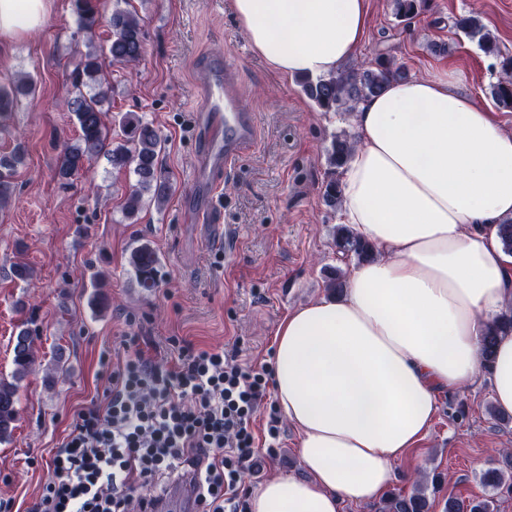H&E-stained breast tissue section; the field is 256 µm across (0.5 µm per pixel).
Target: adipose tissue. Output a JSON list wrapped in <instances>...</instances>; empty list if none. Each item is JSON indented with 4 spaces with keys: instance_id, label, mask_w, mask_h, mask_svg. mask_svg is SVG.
<instances>
[{
    "instance_id": "adipose-tissue-1",
    "label": "adipose tissue",
    "mask_w": 512,
    "mask_h": 512,
    "mask_svg": "<svg viewBox=\"0 0 512 512\" xmlns=\"http://www.w3.org/2000/svg\"><path fill=\"white\" fill-rule=\"evenodd\" d=\"M254 51L280 73L326 76L359 45L367 0H232ZM48 0H0V37L40 26ZM455 74L396 80L352 115L342 222L375 249L344 293L291 310L274 338V395L299 434L304 476H275L248 512H342L375 501L427 433L440 390L489 377L512 414V336L492 370L480 338L512 308V134Z\"/></svg>"
}]
</instances>
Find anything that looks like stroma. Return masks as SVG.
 <instances>
[{
	"label": "stroma",
	"instance_id": "35a3bbf8",
	"mask_svg": "<svg viewBox=\"0 0 512 512\" xmlns=\"http://www.w3.org/2000/svg\"><path fill=\"white\" fill-rule=\"evenodd\" d=\"M141 19L144 53L129 65L105 63L112 83L108 117L134 112L152 122L162 141L160 162L171 191L163 206L127 216L125 195L136 177L92 161L88 175L60 180L58 160L79 128L63 110L75 67L86 51L70 0H51L38 29L0 39V82L32 75L35 99L21 100L0 154L22 148L16 194L0 214V375L13 370L14 339L32 327L40 357L61 356L68 371L54 386L36 369L21 383L20 418L13 438L0 444V512H27L51 475L50 461L71 430L77 411L102 403L109 385L102 358L119 362L123 339L147 337V355L162 365L178 358L173 339L221 347L254 366L271 363L277 326L296 307L327 296L333 269L351 273L353 261L337 254L338 213L323 200L326 149L334 135L355 134L347 115L320 111L304 94L300 76L270 68L238 25L232 0H129ZM477 13L502 52L512 54V0H428L411 23L394 15L393 0H369L368 25L342 71H357L383 56L419 78L447 69L460 75V92L490 111L512 132V110L499 107L489 85L498 74L476 41L454 28L455 18ZM229 59L239 74V109L256 113L260 136L208 198L193 184L200 154L195 115L202 106L198 66L207 54ZM217 203L224 214L222 244L213 247L208 225L193 211ZM147 243L159 263L157 285L140 284L130 263ZM33 278L12 276L14 262ZM102 273L110 305L91 304L92 276ZM489 378L443 392L432 425L417 448L393 469L390 491L410 493L415 478L438 475L428 489L430 512L448 498L482 495L479 476L505 468L499 448H512V422L488 412ZM278 439L260 450L243 476L245 492L275 475H302L296 430L279 420Z\"/></svg>",
	"mask_w": 512,
	"mask_h": 512
}]
</instances>
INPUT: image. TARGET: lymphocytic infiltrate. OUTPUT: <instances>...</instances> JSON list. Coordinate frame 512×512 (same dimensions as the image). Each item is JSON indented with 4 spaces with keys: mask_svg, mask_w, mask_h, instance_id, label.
<instances>
[{
    "mask_svg": "<svg viewBox=\"0 0 512 512\" xmlns=\"http://www.w3.org/2000/svg\"><path fill=\"white\" fill-rule=\"evenodd\" d=\"M125 347L103 405L78 411L28 512H150L164 481L186 477L199 512H239L268 372L189 342L166 369L146 357L141 337Z\"/></svg>",
    "mask_w": 512,
    "mask_h": 512,
    "instance_id": "1",
    "label": "lymphocytic infiltrate"
}]
</instances>
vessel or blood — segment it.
<instances>
[{
    "label": "vessel or blood",
    "instance_id": "b4317fda",
    "mask_svg": "<svg viewBox=\"0 0 512 512\" xmlns=\"http://www.w3.org/2000/svg\"><path fill=\"white\" fill-rule=\"evenodd\" d=\"M198 78L203 108L196 114L195 126L203 153L194 171V181L199 190L207 192L224 168L256 143L259 127L255 113L239 110L237 72L223 56L205 59L198 69Z\"/></svg>",
    "mask_w": 512,
    "mask_h": 512
}]
</instances>
